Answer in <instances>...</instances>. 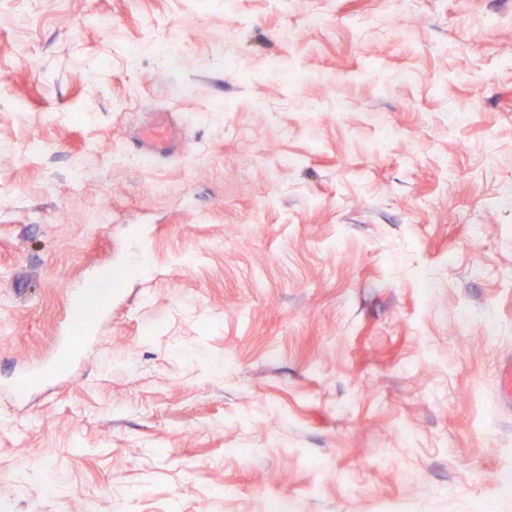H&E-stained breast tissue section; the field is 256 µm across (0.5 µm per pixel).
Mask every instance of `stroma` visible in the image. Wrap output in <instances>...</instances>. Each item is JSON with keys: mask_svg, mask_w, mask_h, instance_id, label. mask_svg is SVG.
Returning <instances> with one entry per match:
<instances>
[{"mask_svg": "<svg viewBox=\"0 0 512 512\" xmlns=\"http://www.w3.org/2000/svg\"><path fill=\"white\" fill-rule=\"evenodd\" d=\"M317 8L323 28L291 37ZM160 40L211 64L170 66ZM511 48L512 0H247L237 17L224 0H0L15 512H512L485 479L512 468L496 378L512 211L493 203ZM272 56L293 78L268 75ZM157 108L190 149L114 167ZM279 152L295 165L275 170ZM117 271L95 339L14 401L12 378L48 364L83 289Z\"/></svg>", "mask_w": 512, "mask_h": 512, "instance_id": "stroma-1", "label": "stroma"}]
</instances>
